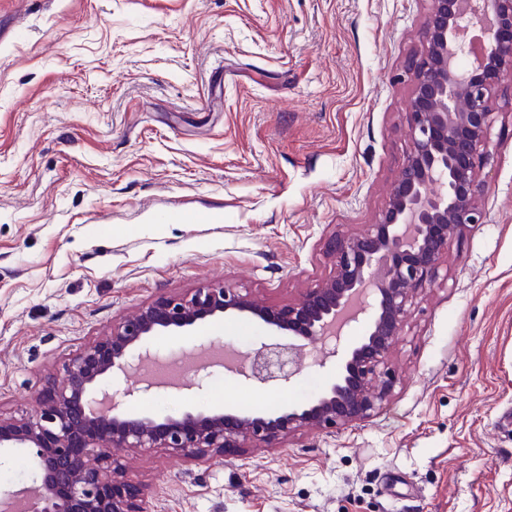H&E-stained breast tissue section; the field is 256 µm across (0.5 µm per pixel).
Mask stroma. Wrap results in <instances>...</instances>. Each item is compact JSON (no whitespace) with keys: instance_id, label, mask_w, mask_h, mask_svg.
<instances>
[{"instance_id":"1","label":"stroma","mask_w":512,"mask_h":512,"mask_svg":"<svg viewBox=\"0 0 512 512\" xmlns=\"http://www.w3.org/2000/svg\"><path fill=\"white\" fill-rule=\"evenodd\" d=\"M429 0H0V413L157 296L206 284L265 305L333 274L328 243L376 223L410 150L401 74ZM485 221L448 244L365 422L278 448L190 460L117 448L149 512H512V87L493 103ZM281 333L244 314L155 337L151 365L196 369ZM337 372L288 386L215 365L202 389L116 395L187 407L299 406ZM0 454V493L33 486Z\"/></svg>"}]
</instances>
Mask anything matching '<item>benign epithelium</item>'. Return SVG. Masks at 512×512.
Masks as SVG:
<instances>
[{"label": "benign epithelium", "mask_w": 512, "mask_h": 512, "mask_svg": "<svg viewBox=\"0 0 512 512\" xmlns=\"http://www.w3.org/2000/svg\"><path fill=\"white\" fill-rule=\"evenodd\" d=\"M420 51L405 65L412 82L406 119L412 147L382 217L361 233L333 241L334 273L302 299L268 307L234 288L207 285L160 295L87 343L48 381L34 415L0 414V449L22 452L39 475L33 512H147L112 461L114 448H171L203 459L253 444L275 448L300 428L333 433L369 419L393 381L385 368L405 313L419 289L434 283L448 242L484 222L482 170L491 155L492 104L512 79V0H431ZM485 33L475 67L459 32ZM227 313H247L288 332L286 343L262 344L233 373L260 384L296 374L306 342L329 338L315 363L337 361L338 374L313 402L279 412L194 408L153 417L117 399L106 380L128 376L153 337L187 333ZM364 322L361 338L342 345L344 330Z\"/></svg>", "instance_id": "obj_1"}]
</instances>
